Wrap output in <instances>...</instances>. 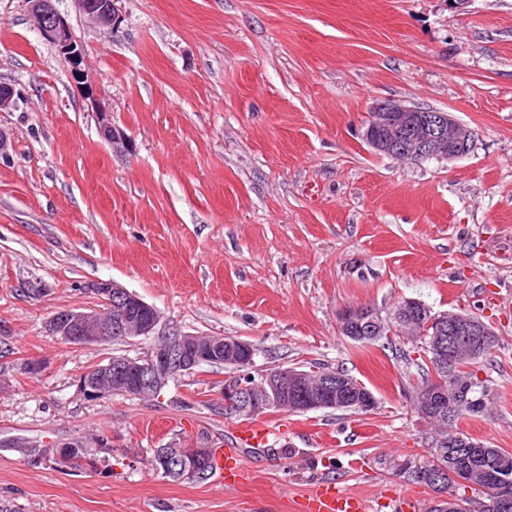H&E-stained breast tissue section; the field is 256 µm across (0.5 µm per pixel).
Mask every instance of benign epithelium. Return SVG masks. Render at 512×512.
<instances>
[{
  "label": "benign epithelium",
  "mask_w": 512,
  "mask_h": 512,
  "mask_svg": "<svg viewBox=\"0 0 512 512\" xmlns=\"http://www.w3.org/2000/svg\"><path fill=\"white\" fill-rule=\"evenodd\" d=\"M79 11L95 23L119 29L123 18L118 0H75ZM38 29L59 55L66 61L72 79L83 89L87 99L95 106L94 114L101 138L112 146L115 153L129 150L126 137L112 125L109 104L100 99L96 87L89 81L84 69V49L69 23L56 10L53 0H27ZM363 137L377 153L410 162L424 159H453L466 155L474 139L473 130L456 121L447 112L411 107L400 102H385L370 113ZM92 291L102 302V308L73 307L52 314L46 323L49 335L75 345H92L111 340L149 336L160 317L156 308L136 294L111 281H100ZM413 308L419 317L429 315L428 324H436L430 341L442 365V374L433 375L431 384L418 389L414 399L420 415L429 423L448 415V332L455 335V345L464 346L469 354L478 357L485 337L492 330L481 320L463 312L430 314L424 304L404 299L400 311ZM382 314L367 306H353L338 314V331L350 337L361 324L383 325ZM255 351L251 343L229 341L223 336L201 338L183 334L171 341L158 338L146 355L118 362L114 367H103L91 379L79 383L80 390L90 395L102 393L136 397H158L171 377L181 372H192L203 364L218 362L243 373L224 386V405L238 415L257 417L273 409L289 413L331 408H347L368 412L377 405L376 397L363 385H354L344 377L324 373L316 383L308 381L306 372L297 369H277L254 378L248 373L254 364ZM72 442L60 446L55 455L57 466L67 469L73 461ZM166 472H174L193 479L205 476L211 464L212 450L204 444L193 448L162 449ZM432 471L435 481L444 476L467 487L468 496L437 495L434 505L448 502L454 512H483L485 488L470 481L465 471L448 474L439 464L403 467L414 473L424 469ZM495 500L500 509L512 508V486L500 483L495 488Z\"/></svg>",
  "instance_id": "benign-epithelium-1"
}]
</instances>
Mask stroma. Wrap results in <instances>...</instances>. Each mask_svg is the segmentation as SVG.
I'll use <instances>...</instances> for the list:
<instances>
[{"label": "stroma", "mask_w": 512, "mask_h": 512, "mask_svg": "<svg viewBox=\"0 0 512 512\" xmlns=\"http://www.w3.org/2000/svg\"><path fill=\"white\" fill-rule=\"evenodd\" d=\"M130 143L113 153L27 0H0V439L40 448L112 439L98 472L0 447L5 512H288L324 480L371 512L434 493L399 466L431 461L437 433L414 409L415 342L340 336L348 306L400 300L466 311L494 335L482 358L496 409L458 429L512 451V0H120L119 29L54 0ZM394 100L475 133L463 157L403 162L362 137ZM113 281L160 314L154 336L80 347L48 335L53 312L95 305ZM232 336L252 369H342L372 390L367 413L262 415L269 441L239 448L224 408L232 369L201 367L158 398L87 399L80 376L155 336ZM45 371L24 374L25 360ZM206 444L256 484L163 477L152 449Z\"/></svg>", "instance_id": "35a3bbf8"}]
</instances>
